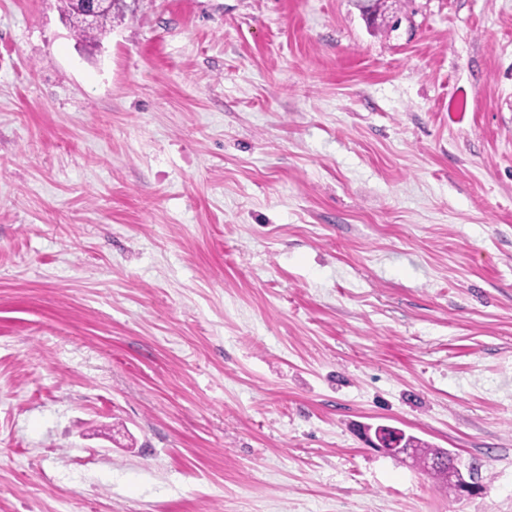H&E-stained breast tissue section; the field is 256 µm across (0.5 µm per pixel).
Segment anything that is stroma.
<instances>
[{
    "instance_id": "35a3bbf8",
    "label": "stroma",
    "mask_w": 512,
    "mask_h": 512,
    "mask_svg": "<svg viewBox=\"0 0 512 512\" xmlns=\"http://www.w3.org/2000/svg\"><path fill=\"white\" fill-rule=\"evenodd\" d=\"M389 7L0 0V512H512V0ZM73 1L61 0L63 11L71 17L75 34L85 41H97L107 31L108 26H111L112 20L124 17L123 9L120 5H116L111 10L112 6L117 3L114 0H78L76 1L78 2L76 8L82 16L83 22L87 25L85 26L75 14V4ZM400 435L401 432L394 428H378L374 431L375 440L372 438L371 440L377 448L393 455H404L406 458H409L413 456L414 448H401V440L399 439ZM410 440L413 444H416L418 447V458H426V459H437V466L436 468H431L430 470L443 478H448V464L452 466V469L455 470L454 472V485L457 487V485L462 481L465 480L463 477V474L456 468L454 465L453 458L450 456L448 451L443 449H431V448H420L418 445V441L415 437L411 436Z\"/></svg>"
}]
</instances>
